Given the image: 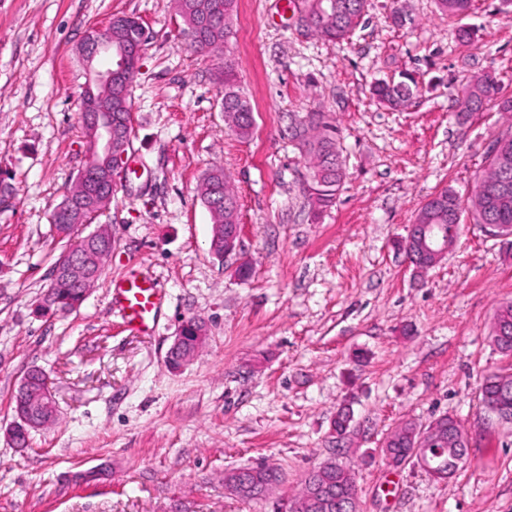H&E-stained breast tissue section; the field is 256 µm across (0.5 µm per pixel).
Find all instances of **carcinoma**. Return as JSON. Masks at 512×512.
<instances>
[{
  "mask_svg": "<svg viewBox=\"0 0 512 512\" xmlns=\"http://www.w3.org/2000/svg\"><path fill=\"white\" fill-rule=\"evenodd\" d=\"M306 14L314 21V33L328 41H340L348 38L360 25L368 10L369 0H308ZM439 10L450 19H463L470 12L472 0H436ZM176 14L183 27L181 35L187 45L197 53L211 54L223 51L231 37L229 14L233 10L234 0H173ZM224 111L234 115L231 131L239 138L249 136V114L252 107L249 100L236 86V74L231 61H224ZM414 79L406 74L399 81H381L374 85L373 95L377 102L390 109L405 106L413 95ZM458 119L470 117L487 106L496 107L508 121V128L498 136L506 140L504 146L508 154V168L502 169L500 158L487 154L486 166L475 178L467 198H462L452 189H443L439 195L446 200L442 211L419 208L414 221L419 224H443L446 230L459 235L462 216L469 213L476 224H505L512 227V198L509 202L488 205V193L494 184L507 178L512 186V97L499 96L496 77L490 73H478L471 76L466 85L458 91L455 99ZM306 121L300 136H292L308 161L309 179L306 190L311 201L313 218L320 217L336 204L337 196L345 179V166L339 148V126L337 119L327 112L313 111L305 113ZM231 182L224 173V167L216 165L203 177L198 186L200 200L208 211L213 224H226L225 198H235L230 189ZM94 217L76 214L66 216L59 212L56 223L65 225L68 231L65 240L75 238L83 246L88 235L81 229L92 224ZM52 293L56 311H72L85 300V289L76 287L64 279H53L48 287ZM492 333L512 346V302L501 304L494 313ZM480 401L483 406L499 404L512 411V379H504L496 374L484 377L480 385ZM417 424L405 422L390 431L384 441L391 456L403 458L410 451V435ZM239 479L250 486L244 498L264 497L279 482V473L264 466L246 468L241 474L232 472L224 476V484ZM315 482L333 499L344 496L355 485V472L347 464L341 465L330 457L320 463L316 471Z\"/></svg>",
  "mask_w": 512,
  "mask_h": 512,
  "instance_id": "1",
  "label": "carcinoma"
}]
</instances>
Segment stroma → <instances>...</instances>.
I'll return each instance as SVG.
<instances>
[{"mask_svg": "<svg viewBox=\"0 0 512 512\" xmlns=\"http://www.w3.org/2000/svg\"><path fill=\"white\" fill-rule=\"evenodd\" d=\"M396 1L411 18L402 27ZM499 8L474 0L465 22L477 39L463 46L435 0H370L355 33L332 43L300 27L305 0H237L218 56L186 47L171 0H0V512H288L331 455L344 402L358 424L345 461L360 512H512V427L478 401L486 375L512 371L491 340L496 308L512 301V245L465 222L453 254L421 276L398 249L430 196L468 193L505 126L493 107L458 121L453 100L484 70L512 97V20ZM122 14L149 39L130 88L127 169L98 218L112 256L78 309L46 314L66 248L51 211L85 160L78 48ZM227 59L254 113L246 139L224 121ZM405 71L418 80L409 104L377 105L373 83ZM318 109L339 119L347 174L316 220L289 126ZM216 165L240 204V251L225 261L209 252L197 194ZM131 271L164 293L154 335L109 303ZM192 318L206 343L170 370L172 337ZM34 366L58 420L19 448L7 429ZM445 414L471 438L454 476L386 462L397 424ZM258 463L282 475L266 498L225 491V473Z\"/></svg>", "mask_w": 512, "mask_h": 512, "instance_id": "35a3bbf8", "label": "stroma"}]
</instances>
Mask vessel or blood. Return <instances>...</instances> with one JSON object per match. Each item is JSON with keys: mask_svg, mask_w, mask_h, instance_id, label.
<instances>
[{"mask_svg": "<svg viewBox=\"0 0 512 512\" xmlns=\"http://www.w3.org/2000/svg\"><path fill=\"white\" fill-rule=\"evenodd\" d=\"M163 300L161 289L151 278L132 276L112 283L113 308L122 314L130 329L143 335L153 334Z\"/></svg>", "mask_w": 512, "mask_h": 512, "instance_id": "1", "label": "vessel or blood"}]
</instances>
